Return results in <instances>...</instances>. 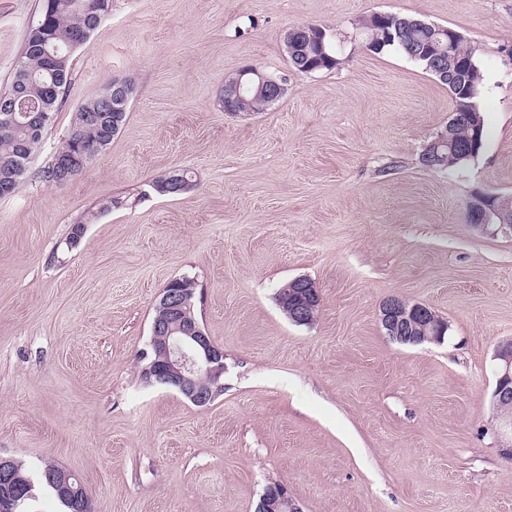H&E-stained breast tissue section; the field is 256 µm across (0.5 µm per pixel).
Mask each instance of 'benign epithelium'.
<instances>
[{"label":"benign epithelium","mask_w":512,"mask_h":512,"mask_svg":"<svg viewBox=\"0 0 512 512\" xmlns=\"http://www.w3.org/2000/svg\"><path fill=\"white\" fill-rule=\"evenodd\" d=\"M256 80L271 103L285 92L284 84L247 67L224 79L223 102L230 107L237 106ZM131 91V83L119 81L102 98L112 111L123 112ZM450 146L452 138L445 129L425 147L424 156L430 158L439 152V148ZM86 161L85 156L58 151L54 157L58 173L55 184L62 185L69 181L84 169ZM467 220L481 229L493 228L512 233V214L501 212L483 201L471 204ZM320 303L321 294L315 282L307 277H298L294 279L291 298L284 309L293 323L309 325ZM157 306L165 311V316L151 328L148 350L141 355V360L145 362L142 376L147 384L173 390L195 406L209 405L224 393V351L192 318L193 301L188 293L163 290ZM379 320L385 334L400 344L419 345L439 341L448 330V323L428 306L396 298L380 305ZM496 359L498 379L491 396L497 417L494 433L499 446L512 457V417L501 413L505 405L512 403V339L499 347ZM53 484L59 495L83 510L88 509V503L82 496V484L71 471L64 469L56 473ZM256 512H301V508L291 497L288 486L279 483L265 488Z\"/></svg>","instance_id":"benign-epithelium-1"}]
</instances>
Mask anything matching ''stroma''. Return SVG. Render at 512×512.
<instances>
[{"mask_svg":"<svg viewBox=\"0 0 512 512\" xmlns=\"http://www.w3.org/2000/svg\"><path fill=\"white\" fill-rule=\"evenodd\" d=\"M40 4L0 0V88ZM380 13L475 47L486 134L462 169L422 167L454 103L407 57L365 48L360 23ZM310 24L340 63L302 74L284 41ZM246 66L286 92L233 115L224 80ZM115 77L136 87L120 132L69 182H43ZM176 169L185 191H150ZM479 192L512 197V0H111L22 187L0 198V454L72 471L93 512H255L279 482L302 512H512L491 404L512 234L466 222ZM299 276L322 297L308 326L276 302ZM179 277L224 351V393L202 408L140 375ZM390 297L432 308L444 340L392 341Z\"/></svg>","mask_w":512,"mask_h":512,"instance_id":"1","label":"stroma"}]
</instances>
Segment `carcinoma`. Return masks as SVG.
Segmentation results:
<instances>
[{
  "label": "carcinoma",
  "mask_w": 512,
  "mask_h": 512,
  "mask_svg": "<svg viewBox=\"0 0 512 512\" xmlns=\"http://www.w3.org/2000/svg\"><path fill=\"white\" fill-rule=\"evenodd\" d=\"M111 7L110 0H43L37 22L27 33L21 56L10 81L0 91V198L14 195L23 182L31 159L38 150L49 124H36L28 115V108L42 107L55 114L70 91L72 55L68 46L83 44L99 26ZM416 18L374 14L362 22L364 36L383 38L392 26L401 29L399 40L379 48L378 53L397 51L433 72L440 63L448 72L440 82L448 86L454 113L458 117L452 125L454 150H444L448 156L446 167L434 164L439 171L464 167L470 157L467 150L479 153L484 140L485 124L474 130L463 119L468 112H481L480 88L483 81L476 61V52L467 42L452 43L443 36L435 40L431 34L415 27ZM326 53H321L317 42L301 31L293 37V53L288 55L294 71L332 69L339 64L330 40H325ZM102 107L95 96L75 112L66 134L65 145L91 151L96 146L106 149L111 144L112 123L100 125L84 123V113Z\"/></svg>",
  "instance_id": "cac0c4a2"
}]
</instances>
